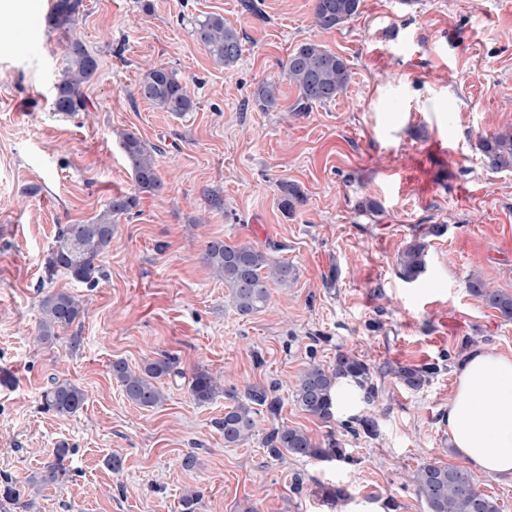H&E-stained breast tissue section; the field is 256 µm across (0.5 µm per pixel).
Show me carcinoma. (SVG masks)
I'll list each match as a JSON object with an SVG mask.
<instances>
[{"mask_svg": "<svg viewBox=\"0 0 512 512\" xmlns=\"http://www.w3.org/2000/svg\"><path fill=\"white\" fill-rule=\"evenodd\" d=\"M81 0H55L46 17L52 29H67L79 12ZM360 0H315L313 26L321 32L340 29L358 14ZM197 39L211 56L226 66L236 64L241 55L238 31L224 22L221 15H209L195 24ZM67 68L55 86L56 111L70 114L86 110L83 87L96 79L98 61L85 44L71 38L65 45ZM286 76L298 96L290 107L292 112H307L316 104L331 102L343 95L351 81L350 67L341 56L315 40L300 44L288 57ZM139 95L165 112L183 114L195 107V102L176 74L166 66L152 65L144 70L138 87ZM256 102L263 111L278 106L277 85L262 84L256 93ZM118 147L123 153L134 178L135 190L154 193L162 188L154 153L140 138L126 132L120 135ZM479 149L488 164L496 170H512V128L503 129L481 138ZM137 204L130 193L112 196L106 210L88 224H67L58 230L54 246L45 263L47 278L60 270L79 282L94 283L101 275L99 257L110 248L116 218L129 213ZM426 245L413 240L399 255V275L413 281L426 271ZM203 260L213 277L224 281L236 312L247 317L264 308L269 299V284L281 288L296 279L292 266L272 258L251 245L225 241L207 242ZM471 295L487 307L497 311L505 321H512V294L494 290L477 275L468 280ZM83 300L65 291H49L40 300L41 318L35 332L39 341L56 339L84 314ZM434 366L397 365L390 369L404 385L418 389L435 373ZM182 375L177 360L161 353L146 360L133 371L122 360L112 363V377L120 383L128 401L139 407H158L166 396L158 384L163 378ZM371 371L365 360L356 354L338 350L333 365L311 364L296 380L295 401L306 414L322 421L334 415L333 390L343 380L353 382L364 390L366 398L375 397L376 389L370 382ZM223 389L220 377L205 369L197 371L190 384L193 399L210 402ZM87 395L80 387L67 380H54L44 392V407L62 416H72L84 408ZM265 408L272 420H277L281 401L272 391L249 388L244 397L224 409V417L216 422L224 435L227 447H238L253 435L255 415ZM268 454L282 458L289 454L296 458L341 460L347 457V448L337 438L323 441L313 439L301 428L285 424L272 425L264 439ZM70 449H55L54 461L26 479V485L38 491L49 486L62 485L70 478L65 460ZM418 496L424 500L427 512H500L496 501L481 492L475 475L460 467L423 464L411 475Z\"/></svg>", "mask_w": 512, "mask_h": 512, "instance_id": "obj_1", "label": "carcinoma"}]
</instances>
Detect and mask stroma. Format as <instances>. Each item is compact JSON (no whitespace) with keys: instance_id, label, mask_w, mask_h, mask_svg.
<instances>
[{"instance_id":"stroma-1","label":"stroma","mask_w":512,"mask_h":512,"mask_svg":"<svg viewBox=\"0 0 512 512\" xmlns=\"http://www.w3.org/2000/svg\"><path fill=\"white\" fill-rule=\"evenodd\" d=\"M52 2L13 0L15 21L0 26V478L24 484L61 444L70 478L0 499V512H181L189 491L196 512H364L392 501L426 512L410 475L464 463L444 420L457 364L478 347L512 354V322L467 288L476 272L512 294V170H493L478 148L512 126V0H361L329 33L312 25L314 0H82L67 31L47 26ZM210 14L243 37L234 66L195 37ZM71 34L99 71L84 88L87 111L66 115L53 100ZM310 39L346 59L352 79L335 101L295 112L285 66ZM150 62L188 86L193 111L140 98ZM264 82L280 92L269 112L254 99ZM123 131L153 150L161 191L140 194L118 220L95 284L47 277L60 226L91 222L113 195L135 191ZM283 182L305 203L284 211ZM215 239L287 261L293 287L271 286L260 312L238 315L202 261ZM415 239L427 269L409 282L398 255ZM56 290L86 298L88 310L59 338L36 341L39 302ZM340 349L369 364L377 393L355 391L353 412L324 422L293 390L309 363L331 365ZM160 352L181 374L162 380L163 405L136 407L111 364L135 369ZM398 364L439 371L412 390L391 374ZM200 368L224 373L207 404L189 390ZM54 378L85 391L78 415L44 409ZM250 387L275 388L281 423L318 441L334 435L348 459L270 458L263 413L247 444L225 446L216 422ZM366 415L377 437L358 433ZM324 485L351 496L328 501Z\"/></svg>"}]
</instances>
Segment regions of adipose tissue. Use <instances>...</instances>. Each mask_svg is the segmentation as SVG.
<instances>
[{"mask_svg":"<svg viewBox=\"0 0 512 512\" xmlns=\"http://www.w3.org/2000/svg\"><path fill=\"white\" fill-rule=\"evenodd\" d=\"M456 377L446 416L452 447L475 470L512 479V355L474 349Z\"/></svg>","mask_w":512,"mask_h":512,"instance_id":"1","label":"adipose tissue"}]
</instances>
